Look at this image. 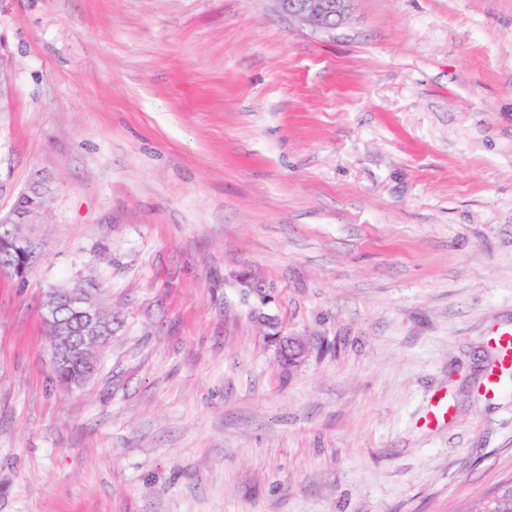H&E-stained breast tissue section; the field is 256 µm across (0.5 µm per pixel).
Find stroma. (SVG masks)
Here are the masks:
<instances>
[{
	"mask_svg": "<svg viewBox=\"0 0 512 512\" xmlns=\"http://www.w3.org/2000/svg\"><path fill=\"white\" fill-rule=\"evenodd\" d=\"M0 54V208L51 187L0 275V512H461L512 478V371L481 393L512 0H353L331 36L273 0H0ZM51 288L112 317L79 388ZM14 262L19 267L16 276H23L28 267V257L26 255L25 247L21 244H16L12 251ZM14 262L11 254L5 249L0 250V272L11 274L14 267ZM274 336L277 345V353L282 354L288 367L298 366L305 361L310 353L307 342L298 336Z\"/></svg>",
	"mask_w": 512,
	"mask_h": 512,
	"instance_id": "obj_1",
	"label": "stroma"
}]
</instances>
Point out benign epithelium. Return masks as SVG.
Here are the masks:
<instances>
[{
	"label": "benign epithelium",
	"mask_w": 512,
	"mask_h": 512,
	"mask_svg": "<svg viewBox=\"0 0 512 512\" xmlns=\"http://www.w3.org/2000/svg\"><path fill=\"white\" fill-rule=\"evenodd\" d=\"M280 10L306 25L314 32L330 33L342 23L350 7L351 0H275ZM39 207L18 209L14 206L0 212V222L14 225L20 232L23 224L34 223ZM249 294L258 302L254 308V317L269 323L272 318L262 311L271 295L263 288L249 287ZM44 319L48 327L56 329L53 336V362H59L72 346L79 345L85 366L81 374L68 381V386H80L96 369V352L105 347L112 336L110 323L84 288H56L47 296L44 304ZM68 309L79 318L80 325L73 330L59 317L60 311ZM277 353L284 356L286 365L294 367L305 361L310 353L307 342L298 336H274Z\"/></svg>",
	"instance_id": "7a95c632"
}]
</instances>
